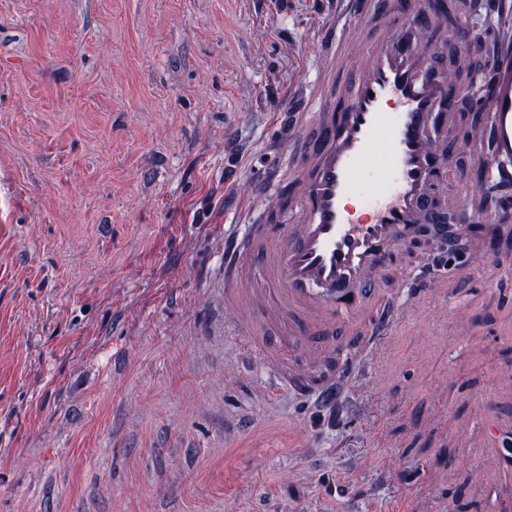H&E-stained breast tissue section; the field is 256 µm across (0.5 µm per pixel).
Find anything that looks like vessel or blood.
<instances>
[{"label": "vessel or blood", "instance_id": "vessel-or-blood-1", "mask_svg": "<svg viewBox=\"0 0 512 512\" xmlns=\"http://www.w3.org/2000/svg\"><path fill=\"white\" fill-rule=\"evenodd\" d=\"M336 3L333 33L371 24L370 0ZM375 11L391 34L367 43L358 66L338 57L350 83L347 101L315 87L308 97L316 112L291 113L288 146L296 162L289 186H281L279 172L267 176L280 192L264 223L242 211L224 230V302L247 306L249 317L235 330L279 379L298 346L317 355L364 334L378 349L406 301L390 297L369 327L359 317L382 294L393 251L419 226L437 235L448 229L432 182L458 145L438 137L455 96L447 72L432 60L436 10L420 0H383ZM488 80L499 165L512 160V45ZM484 436L512 475V432L491 421Z\"/></svg>", "mask_w": 512, "mask_h": 512}]
</instances>
